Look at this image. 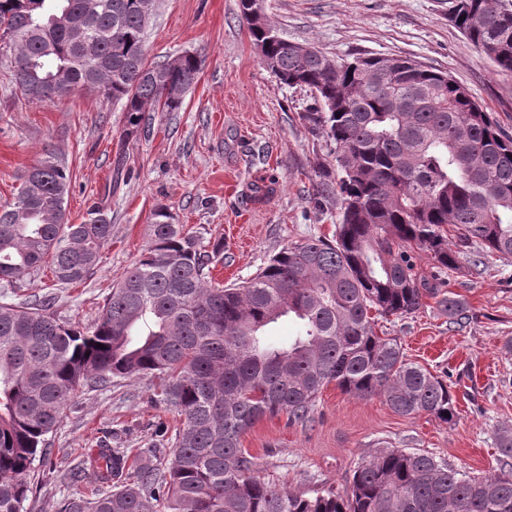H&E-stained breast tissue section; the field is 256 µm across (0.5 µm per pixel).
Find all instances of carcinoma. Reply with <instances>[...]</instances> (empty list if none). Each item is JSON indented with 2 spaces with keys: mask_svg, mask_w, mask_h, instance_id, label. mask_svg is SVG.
Segmentation results:
<instances>
[{
  "mask_svg": "<svg viewBox=\"0 0 512 512\" xmlns=\"http://www.w3.org/2000/svg\"><path fill=\"white\" fill-rule=\"evenodd\" d=\"M153 0H0V52L11 83L33 103L94 92L125 112L123 139L144 113L178 112L202 60L185 53L147 61ZM260 61L316 106L301 115L334 145L339 180L320 181L317 204L336 196L332 238H307L273 254L242 285L213 281L197 232L157 207L141 257L112 286L90 325L61 322L52 298L14 301L25 279L50 269L59 285L87 282L112 242V214L94 207L79 224L65 203L71 173L50 152L21 176L0 208V512H24L47 436L81 388L152 375L154 400L182 421L173 450L143 463L101 442L76 467L93 497L65 512H512V471L470 476L434 457L379 448L357 464L346 492L280 490L255 475L241 437L265 417L305 422L322 389L384 398L401 416L425 413L454 425L444 380L406 359L374 316L416 312L436 300L448 322L470 320L457 295L418 275L414 254L458 269L476 243L473 268L512 257V136L447 73L385 55L333 59L275 38L261 0H240ZM448 21L512 74V9L502 0H449ZM460 230L448 241L445 226ZM298 326L274 344L267 329ZM102 347H97V344ZM512 468V429L500 433Z\"/></svg>",
  "mask_w": 512,
  "mask_h": 512,
  "instance_id": "cac0c4a2",
  "label": "carcinoma"
}]
</instances>
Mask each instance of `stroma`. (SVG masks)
<instances>
[{"label": "stroma", "mask_w": 512, "mask_h": 512, "mask_svg": "<svg viewBox=\"0 0 512 512\" xmlns=\"http://www.w3.org/2000/svg\"><path fill=\"white\" fill-rule=\"evenodd\" d=\"M263 8L288 40L330 57L402 56L447 72L512 136V74L496 71L449 22L448 0H263ZM146 43L149 61L190 52L202 69L181 111L147 113L144 133L127 145L120 105L87 93L28 102L0 56V207L13 202L23 172L54 150L72 173L70 221L80 223L101 201L112 211V241L91 281L59 288L44 271L19 292L52 296L53 313L66 321L96 318L113 281L144 251L158 206L203 242H223L213 276L224 285L253 277L289 243L335 230V203L317 209L310 202L319 174L333 165L329 142L301 118L313 99L263 67L239 0H157ZM415 263L430 284L467 303L469 322L450 325L430 299L414 314L379 320L376 331L451 386L456 424L400 416L383 398H355L332 385L308 423L281 414L244 433L261 479L300 493L341 492L357 463L385 447L427 453L477 476L499 473L498 433L512 428V355L502 350L512 337V258L487 254L479 273L464 255L445 273L426 255ZM155 387L147 375L79 390L47 448L57 471L37 469L26 512H63L71 498L89 494L86 480L66 474L100 439L145 460L154 449L171 450L179 419L152 403Z\"/></svg>", "instance_id": "stroma-1"}]
</instances>
